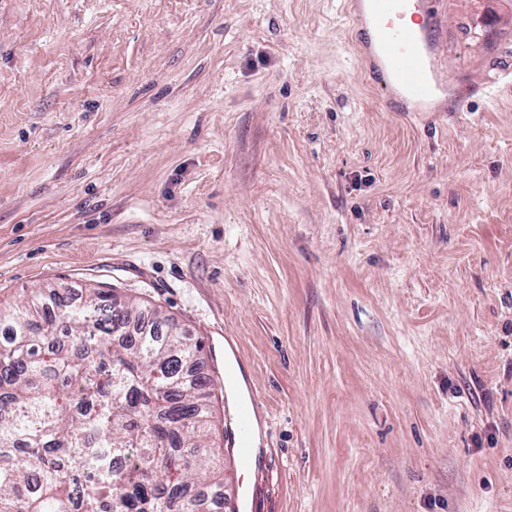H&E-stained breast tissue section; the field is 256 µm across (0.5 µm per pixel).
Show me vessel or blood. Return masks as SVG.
<instances>
[{
    "label": "vessel or blood",
    "instance_id": "b4317fda",
    "mask_svg": "<svg viewBox=\"0 0 512 512\" xmlns=\"http://www.w3.org/2000/svg\"><path fill=\"white\" fill-rule=\"evenodd\" d=\"M371 20L368 51L377 59L376 73L389 94L396 96L401 111L431 112L437 91V57L425 38L437 28L439 17L434 0H364ZM415 13L418 27L408 26L405 17ZM230 448L225 457L236 473L251 471L256 463L252 446L254 425L263 413L258 397L246 402L225 399Z\"/></svg>",
    "mask_w": 512,
    "mask_h": 512
}]
</instances>
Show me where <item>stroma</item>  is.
Instances as JSON below:
<instances>
[{"label": "stroma", "instance_id": "35a3bbf8", "mask_svg": "<svg viewBox=\"0 0 512 512\" xmlns=\"http://www.w3.org/2000/svg\"><path fill=\"white\" fill-rule=\"evenodd\" d=\"M436 7L445 114L352 0H0V302L233 336L253 512H512V0Z\"/></svg>", "mask_w": 512, "mask_h": 512}]
</instances>
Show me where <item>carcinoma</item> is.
I'll return each instance as SVG.
<instances>
[{
	"mask_svg": "<svg viewBox=\"0 0 512 512\" xmlns=\"http://www.w3.org/2000/svg\"><path fill=\"white\" fill-rule=\"evenodd\" d=\"M202 354L113 287L0 305V512H223Z\"/></svg>",
	"mask_w": 512,
	"mask_h": 512,
	"instance_id": "1",
	"label": "carcinoma"
}]
</instances>
